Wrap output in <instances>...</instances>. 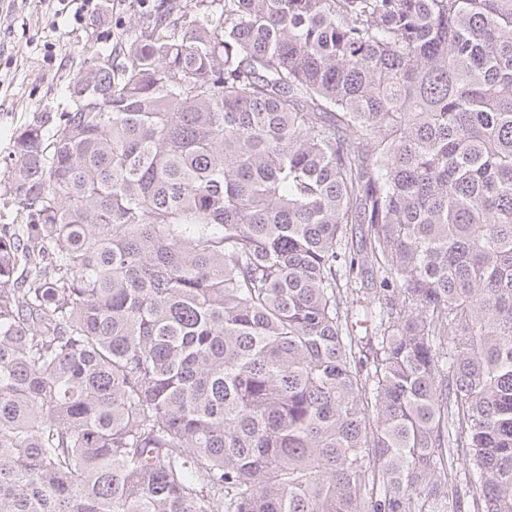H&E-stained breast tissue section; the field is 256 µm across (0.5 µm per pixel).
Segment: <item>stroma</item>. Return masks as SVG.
Returning a JSON list of instances; mask_svg holds the SVG:
<instances>
[{
  "mask_svg": "<svg viewBox=\"0 0 512 512\" xmlns=\"http://www.w3.org/2000/svg\"><path fill=\"white\" fill-rule=\"evenodd\" d=\"M155 0H109L99 18L90 0H0V225L13 204L8 186L16 133L56 112L66 83L108 39L148 22Z\"/></svg>",
  "mask_w": 512,
  "mask_h": 512,
  "instance_id": "obj_1",
  "label": "stroma"
}]
</instances>
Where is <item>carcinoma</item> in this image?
Wrapping results in <instances>:
<instances>
[{
  "label": "carcinoma",
  "mask_w": 512,
  "mask_h": 512,
  "mask_svg": "<svg viewBox=\"0 0 512 512\" xmlns=\"http://www.w3.org/2000/svg\"><path fill=\"white\" fill-rule=\"evenodd\" d=\"M8 179L0 512H512V0H156Z\"/></svg>",
  "instance_id": "carcinoma-1"
}]
</instances>
